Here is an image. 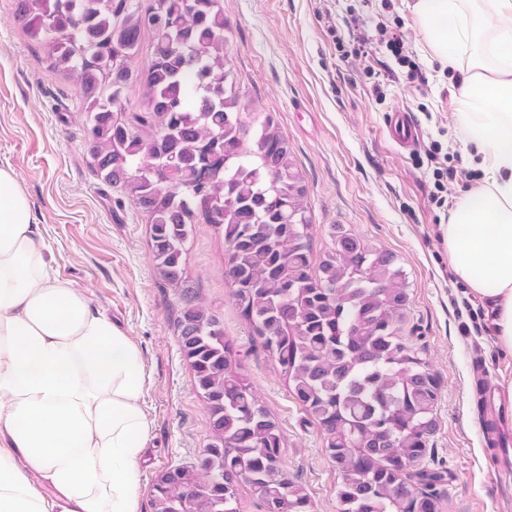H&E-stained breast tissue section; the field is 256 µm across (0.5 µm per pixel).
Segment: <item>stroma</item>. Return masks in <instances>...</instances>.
I'll return each instance as SVG.
<instances>
[{
	"instance_id": "1",
	"label": "stroma",
	"mask_w": 512,
	"mask_h": 512,
	"mask_svg": "<svg viewBox=\"0 0 512 512\" xmlns=\"http://www.w3.org/2000/svg\"><path fill=\"white\" fill-rule=\"evenodd\" d=\"M412 2L218 0L240 85L275 117L307 185L314 259L333 249L331 227L340 224L368 246L396 253L407 273L398 334L443 381L424 461L447 474L438 512H512V479L497 474L503 463L486 445L484 413L496 380L512 378V354L495 344L487 307L454 279L440 229L482 173L454 134L448 78L429 57ZM16 8L17 0H0V167L14 171L58 276L85 290L140 351L149 434L138 512H150L155 479L195 462L210 435L175 331L180 301L156 273L146 216L91 167L78 85L48 69L44 47L25 35ZM353 21L370 39L356 59L348 55ZM398 31L422 80H409L386 50ZM395 109L421 128L415 150L389 136ZM437 167L454 171L440 208L430 200ZM187 263L201 302L223 323L249 383L280 424L285 471L303 487L310 512H338L343 476L325 452L324 433L253 338L224 276V241L211 225H196Z\"/></svg>"
}]
</instances>
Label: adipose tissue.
Returning a JSON list of instances; mask_svg holds the SVG:
<instances>
[{
  "mask_svg": "<svg viewBox=\"0 0 512 512\" xmlns=\"http://www.w3.org/2000/svg\"><path fill=\"white\" fill-rule=\"evenodd\" d=\"M411 10L432 58L460 76L455 131L483 173L448 213V263L512 353V0ZM143 394L137 346L57 276L0 168V512H137Z\"/></svg>",
  "mask_w": 512,
  "mask_h": 512,
  "instance_id": "obj_1",
  "label": "adipose tissue"
}]
</instances>
